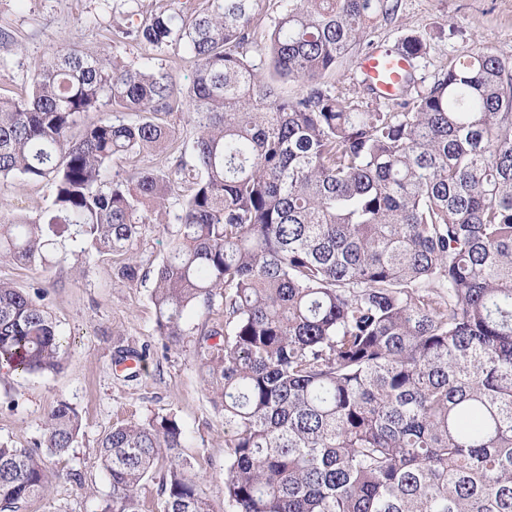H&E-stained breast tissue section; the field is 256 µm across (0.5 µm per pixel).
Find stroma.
I'll return each mask as SVG.
<instances>
[{
    "label": "stroma",
    "instance_id": "stroma-1",
    "mask_svg": "<svg viewBox=\"0 0 512 512\" xmlns=\"http://www.w3.org/2000/svg\"><path fill=\"white\" fill-rule=\"evenodd\" d=\"M88 22L78 28L77 15ZM118 15L110 0H0V26L7 27L17 49L0 47V94L27 87L34 65L50 47L73 40L136 64L144 52L134 42L113 43L108 31ZM425 36L430 48L420 60L417 88L433 84L450 59L477 50H512V0H401L395 20L378 22L368 38L394 48L405 36ZM51 196L41 181L0 184V201L16 212L36 215ZM178 199L154 216L139 246L143 265H157L178 228ZM119 257L82 253L60 245L47 271L0 260V280L20 288L39 287L44 302L70 347L61 367L51 373L9 374L0 379V444L31 448L39 442L42 421L59 402L81 417L80 435L67 455L48 456L46 496L22 504L20 512H102L112 486L96 455L113 425L154 414H172L182 425L183 455L204 475L203 488L216 508L224 506V415L214 409L194 355L195 339L165 347L155 331L150 282L130 283ZM149 346L150 356L136 378L116 374L118 349Z\"/></svg>",
    "mask_w": 512,
    "mask_h": 512
}]
</instances>
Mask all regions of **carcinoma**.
Listing matches in <instances>:
<instances>
[{
  "label": "carcinoma",
  "mask_w": 512,
  "mask_h": 512,
  "mask_svg": "<svg viewBox=\"0 0 512 512\" xmlns=\"http://www.w3.org/2000/svg\"><path fill=\"white\" fill-rule=\"evenodd\" d=\"M399 7L171 0L125 12L112 40L186 56L187 90L149 55L131 66L72 42L25 94L0 96V182L51 187L34 217L0 211V259L42 268L68 239L152 279L158 335L199 337L231 512H512V50L455 58L409 98L428 43L404 37L401 112L325 87ZM271 10L262 69L251 52ZM285 79L302 92L278 94ZM184 110L188 160L164 120ZM166 153L161 174L139 165ZM119 158L134 164L114 172ZM172 196L176 237L145 268L142 229ZM43 300L0 280V364L17 374L57 369L70 347ZM201 308L216 316L190 325ZM80 431L62 401L37 447L62 456ZM185 447L173 415L114 425L99 444L104 512H216ZM48 489L42 454L0 445V512Z\"/></svg>",
  "instance_id": "1"
}]
</instances>
